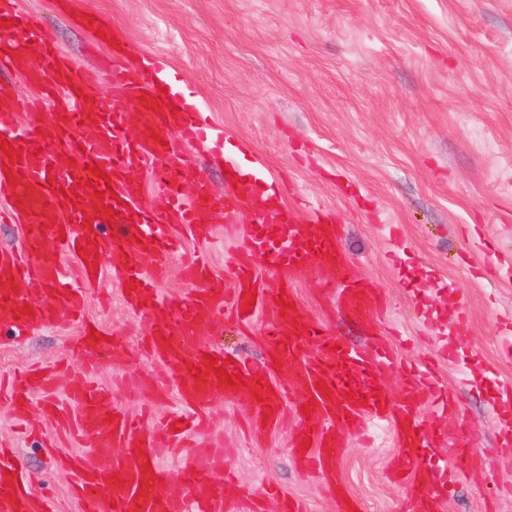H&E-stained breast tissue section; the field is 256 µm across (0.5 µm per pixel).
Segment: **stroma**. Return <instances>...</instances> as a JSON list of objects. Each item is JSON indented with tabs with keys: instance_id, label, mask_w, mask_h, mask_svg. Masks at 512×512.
I'll list each match as a JSON object with an SVG mask.
<instances>
[{
	"instance_id": "obj_1",
	"label": "stroma",
	"mask_w": 512,
	"mask_h": 512,
	"mask_svg": "<svg viewBox=\"0 0 512 512\" xmlns=\"http://www.w3.org/2000/svg\"><path fill=\"white\" fill-rule=\"evenodd\" d=\"M46 37L75 60L102 98L113 92L99 58L106 45L74 19L100 12L134 61L168 71L174 88L224 133V148L182 144L180 159L223 191L225 162L263 174L280 202L302 216L319 212L342 225L341 247L380 289L384 312L370 321L404 329L396 354L422 361L437 349L451 358L438 377L462 407L450 427L480 465L450 484L446 512H512V0H20ZM255 216L210 217L211 242L185 238V255L206 248L207 279L231 285L234 257L248 244ZM329 272L310 265L294 286L310 319L364 347L365 324L325 319L316 295ZM127 348L97 377L114 406L160 419L176 391L153 396L166 368L138 354L139 313L120 281L103 274L87 288L84 311ZM471 334L458 340L459 316ZM206 341L214 349L261 358L263 317L252 328L219 316ZM72 321L15 335L0 315V374L31 364H61L53 395L65 400L81 363L69 350ZM288 386L278 428L262 439L247 429L248 412L224 396L209 406L211 428L198 453L219 447L237 483L279 512L267 484L308 501L310 512H336L330 495L298 469L289 441L297 424L301 377L285 367L272 376ZM37 433L16 432L0 403V441L13 443L34 491L53 490L50 512H79L59 459L42 446L54 423L31 407ZM393 432L376 429L370 444L350 439L339 473L358 512H404L408 486L389 481L398 463Z\"/></svg>"
}]
</instances>
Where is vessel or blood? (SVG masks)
<instances>
[{
    "label": "vessel or blood",
    "mask_w": 512,
    "mask_h": 512,
    "mask_svg": "<svg viewBox=\"0 0 512 512\" xmlns=\"http://www.w3.org/2000/svg\"><path fill=\"white\" fill-rule=\"evenodd\" d=\"M0 19L12 20V41L0 47V135L8 148H0V199L24 219L21 250H0V312L20 331L56 326L63 316L80 317L85 284L110 272L125 287V300L146 323L142 347L150 359L165 365L177 384L180 408L158 427L147 415L131 416L113 407L110 394L92 377L114 354L116 337L97 340L93 324H86L73 348L83 358L78 385L60 404L51 394L55 370L36 367L0 378V393L9 392L17 415H24L35 395H42V411L77 442L89 444L93 457L70 455L64 460L72 495L81 512H252L248 494L229 497L233 474L224 469L223 449H213L207 464L187 463L179 478H171L154 463L158 447L173 454H188L193 434L209 426L206 410L214 393L247 406L256 436L275 429L288 400V390L273 385L275 365H290L302 374V386L313 404L298 416L290 445L298 467L333 494L336 512H350L339 476V462L350 437H368L373 427L389 426L401 446L404 464L391 467L387 476L408 483L407 512H444L451 476L463 475L476 465L456 432L442 429L440 419L457 416L452 393L438 387L435 359L423 367L400 362L385 338L372 334L368 347L338 346L335 336L309 319L296 305L294 283L317 260L336 273L335 286L323 288L328 315L345 314L366 319L381 308L382 294L365 278L340 247L338 224L309 225L296 213L265 207L249 184H228L217 193L204 179L194 178L187 167L164 163L169 140L186 144L205 142L216 131L200 112L178 109V97L162 91L156 76L138 72L119 52L104 59L109 82L117 89L110 99L92 92L75 63L45 39L32 20L18 8V0H0ZM23 76L39 95L17 98L11 75ZM53 112H43L44 103ZM135 104L137 124H128L125 110ZM73 156L77 164L57 177L52 161L59 153ZM154 163L157 208L131 215L129 208L141 198V182L130 180V170ZM97 171H90V164ZM193 181L191 196L182 186ZM252 203L258 222L249 245L235 258L231 287L203 282L205 253L183 265L181 275L192 285L186 297L165 299L158 284L168 275L166 260L180 253L182 243L173 235L180 227L198 242H209L212 225L205 214L233 217ZM113 211L103 219V208ZM77 263L67 267L64 256ZM148 255L158 261L142 269ZM272 270L268 285H260L258 268ZM254 298H247V289ZM284 296L277 304L275 296ZM252 310H245L246 300ZM231 311L244 325L253 323L257 311L267 315L264 360L226 362L203 337L215 324L217 313ZM225 366V377L207 368L209 358ZM400 367L408 394L393 403L378 392L374 374L384 367ZM242 379L231 387L228 376ZM429 386L434 414L420 419V390ZM309 448H302L303 439ZM447 448L451 471H438L423 461L427 439ZM0 512H47L20 477V461L13 449L0 448Z\"/></svg>",
    "instance_id": "1"
}]
</instances>
